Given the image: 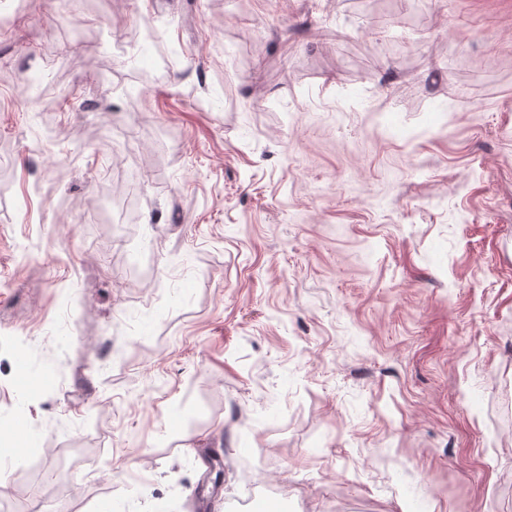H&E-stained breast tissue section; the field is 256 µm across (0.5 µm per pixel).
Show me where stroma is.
Instances as JSON below:
<instances>
[{
	"label": "stroma",
	"mask_w": 512,
	"mask_h": 512,
	"mask_svg": "<svg viewBox=\"0 0 512 512\" xmlns=\"http://www.w3.org/2000/svg\"><path fill=\"white\" fill-rule=\"evenodd\" d=\"M17 3L0 512H512V0Z\"/></svg>",
	"instance_id": "35a3bbf8"
}]
</instances>
